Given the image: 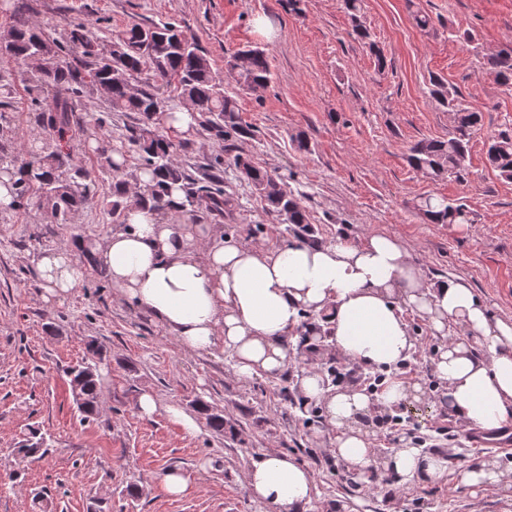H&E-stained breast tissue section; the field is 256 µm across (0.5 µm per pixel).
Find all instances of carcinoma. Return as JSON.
<instances>
[{"instance_id": "cac0c4a2", "label": "carcinoma", "mask_w": 512, "mask_h": 512, "mask_svg": "<svg viewBox=\"0 0 512 512\" xmlns=\"http://www.w3.org/2000/svg\"><path fill=\"white\" fill-rule=\"evenodd\" d=\"M343 8L355 34L362 40L369 39L362 21V0H343ZM32 10V0H17L7 30L0 33V43L9 47L7 56L21 64L36 53L52 59L50 69L28 70L24 78L29 111L36 113L45 133L36 150L17 153L7 142L17 135L9 110L15 87L0 78V177L8 178L12 196L7 209L39 208L44 194L50 193L52 223L68 224L72 213L92 196L97 171L102 170L112 177L110 200L103 211L114 224L124 223L127 207L135 200L147 201L159 212L169 211L174 191L183 196V212L196 218L231 210L230 198L224 192V153L230 151L233 142L252 138L254 131L240 121L235 97L224 90L223 80L213 71L199 44L174 21L146 27L135 24L111 36L107 45L90 31L88 23L80 21L72 24L67 40L59 41L35 25L30 16ZM484 65L500 85L512 87V48L486 57ZM230 67L237 73L238 82L248 87H264L270 82L269 62L260 49L238 52ZM140 77L144 81L135 93L133 82ZM89 89L104 96L109 111L138 115V126L127 129L125 140L136 155L139 174L150 176V182L136 197L129 195L126 164L112 160L114 147L107 117H81L77 113L78 101ZM432 93L453 114L455 132L446 140L415 143L408 161L433 180L452 176L463 182L468 170L469 131L480 124L482 115L470 110L459 94L438 77L433 78ZM177 98L191 103L198 126L220 146L207 158L204 179L190 174L179 160L189 143L175 130L161 125V117L175 111ZM84 129L98 143L95 153L100 162L95 168L83 163L82 146L73 138V132ZM486 160L500 177L512 180L511 126L492 138ZM229 165L238 179L253 187L267 211L286 225V231L301 243L321 244L307 211L281 177L239 152ZM415 209L431 224L470 223L464 204L443 198H426ZM108 360V351L92 339L86 343L83 361L69 371L70 384L78 385L83 396L77 409L85 419L98 414L104 389L99 368ZM43 445L44 438L33 430L14 454L22 460L42 456Z\"/></svg>"}]
</instances>
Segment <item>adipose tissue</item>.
I'll use <instances>...</instances> for the list:
<instances>
[{
  "mask_svg": "<svg viewBox=\"0 0 512 512\" xmlns=\"http://www.w3.org/2000/svg\"><path fill=\"white\" fill-rule=\"evenodd\" d=\"M93 253L115 296L170 330L183 350L229 353L238 377L279 376L294 356L304 315L322 318L326 348L372 370H388L416 351L406 311L444 337L434 369L465 428L494 430L512 416V322L495 318L465 284L425 281L396 238L380 234L327 245L246 244L213 236L196 224L161 219L132 206L123 229L106 233ZM42 299L65 298L83 280L68 249L43 256ZM460 331L448 339L449 327ZM304 399L321 403L336 429L333 454L348 470H379L398 484L434 479L447 467L438 454L405 444L378 457L350 421L407 399L392 381L377 399L325 387L316 369L303 370ZM244 483L268 512H305L314 493L308 469L287 454L267 451L245 469Z\"/></svg>",
  "mask_w": 512,
  "mask_h": 512,
  "instance_id": "ef3b65f1",
  "label": "adipose tissue"
}]
</instances>
